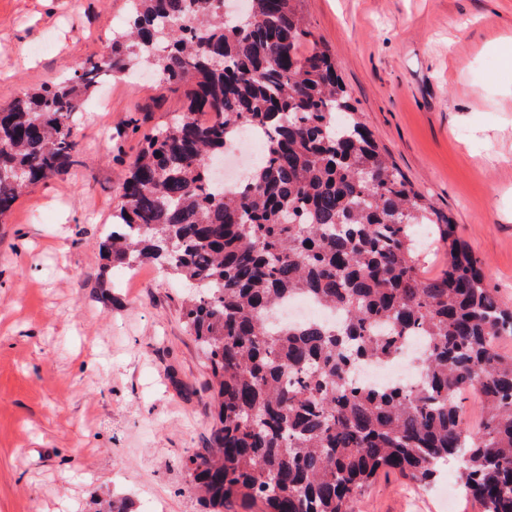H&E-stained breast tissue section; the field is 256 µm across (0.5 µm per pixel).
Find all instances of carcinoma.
<instances>
[{
  "instance_id": "obj_1",
  "label": "carcinoma",
  "mask_w": 512,
  "mask_h": 512,
  "mask_svg": "<svg viewBox=\"0 0 512 512\" xmlns=\"http://www.w3.org/2000/svg\"><path fill=\"white\" fill-rule=\"evenodd\" d=\"M128 0L108 55L0 105V217L26 190L79 163L72 129L84 97L134 60L185 109L149 133L120 186L105 249L112 267L166 262L205 282L183 306L217 404L210 445L187 466L204 500L259 501L263 512H351L381 471L419 484L450 457L481 512H512V307L481 262L356 115L336 65L298 0ZM263 134L262 158L218 190L206 158ZM445 248L425 271L416 227ZM340 315L275 323L286 299ZM415 385L353 383L415 337ZM476 392L483 424L464 422Z\"/></svg>"
}]
</instances>
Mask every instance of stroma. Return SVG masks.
Instances as JSON below:
<instances>
[{"instance_id":"obj_1","label":"stroma","mask_w":512,"mask_h":512,"mask_svg":"<svg viewBox=\"0 0 512 512\" xmlns=\"http://www.w3.org/2000/svg\"><path fill=\"white\" fill-rule=\"evenodd\" d=\"M380 148L512 306V0H301ZM127 0H0V104L108 50ZM185 98L139 66L91 92L81 162L0 220V512H207L186 467L215 423L181 281L99 249L138 150ZM450 462L380 475L353 512H479Z\"/></svg>"}]
</instances>
